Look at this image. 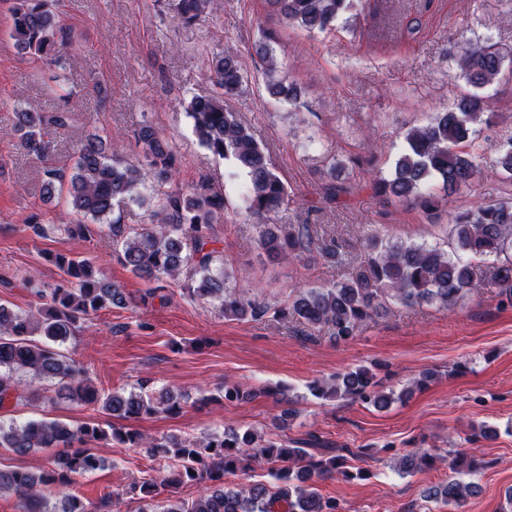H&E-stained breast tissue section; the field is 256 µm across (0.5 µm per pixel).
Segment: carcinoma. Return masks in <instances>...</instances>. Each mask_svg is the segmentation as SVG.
Returning a JSON list of instances; mask_svg holds the SVG:
<instances>
[{
	"mask_svg": "<svg viewBox=\"0 0 512 512\" xmlns=\"http://www.w3.org/2000/svg\"><path fill=\"white\" fill-rule=\"evenodd\" d=\"M174 20L185 27L207 21L215 0H169ZM357 0H265L269 12L289 26L310 35H330L346 30L339 19L356 9ZM10 39L16 52L34 61L59 62L58 49L71 43V32L61 24L56 0H14ZM276 35L263 32L252 46L263 67L264 90L275 100L297 104V85L278 75L273 50ZM512 47L489 45L477 38H463L457 44L454 62L467 89L456 94L448 108L422 126L410 129L405 145L387 177L372 185L375 196L385 200L415 203L433 218L450 202V197L472 184L486 164L502 176L507 189L486 202L465 210L448 212L453 250L439 244L403 243L386 240L377 233L360 234V260L347 268L343 278L329 285L299 290L274 306L247 299L230 287L212 225L224 220L227 197L209 175H200L186 191L174 189L153 197L149 223L122 224L113 216L127 201L146 202L141 195L147 178L162 182L179 180L185 159L156 126L143 122L134 131L138 157L134 161L120 154L112 134L89 135L79 146L70 169L52 164L50 131L64 128L74 120L73 109L63 104L51 112L18 109L14 112L17 148L44 163L43 191L52 194L67 187L74 212L107 224L112 248L118 260L137 276L153 281L177 280L190 296L214 305L228 319L258 320L273 314L278 320H296L311 327L327 329L336 341L357 335L373 317L394 305L435 304L448 308L465 293L484 286L475 268L484 266L491 284L512 294V138L491 149L480 140L475 123L488 108L480 90L512 79ZM216 90L196 96L186 112L201 145L213 155L231 160L248 177L246 211L259 228V244L268 258L279 260L292 253L312 249L309 225L274 223L282 206L291 199L287 182L275 171L264 146L251 128L235 113L224 108V98L240 92L245 80L240 58L226 53L206 59ZM360 159L340 160L333 154L324 159L321 194L334 203L353 193L351 179ZM441 185L444 195L429 191ZM322 261L331 266L346 264L336 241L319 246ZM51 260L62 272L50 291L37 290L45 300L37 314H19L0 305V407L17 389L18 378L27 379L30 395H41L44 383L56 380L66 398L79 405H99L109 415L137 420L156 414H175L182 397L170 389L156 395L142 392L102 393L89 382L86 370L62 355L53 344L74 335L89 316L109 305L126 303V298L105 281L94 262L54 254ZM46 339L36 344L30 337ZM322 400L357 398L378 409L393 401L394 392L364 367L336 375L329 382L310 386ZM268 395L280 390H246L240 384L224 383V399ZM117 442L147 447L160 459L177 465L157 479L148 474L131 487L142 500L140 512H340L336 499L323 496L318 484L331 478L346 481L364 476V470L350 465V450L330 447L316 435L305 448H290L272 438L264 439L252 429L228 430L221 435L206 434L201 440L163 437L149 440L133 429L107 428L94 422L72 424L61 420H28L0 423V447L25 456L52 448L55 454L38 472L0 469V492L8 490L20 501L22 512H56L50 495L57 488L71 486L96 471L102 460L91 445ZM452 475L435 487L428 498L445 504H460L470 485L457 475L475 473L480 463L465 451L451 452ZM256 457L276 466L280 485L272 491L263 484L227 485L224 477L246 470ZM446 460L427 448H413L401 455L402 471H423ZM211 481L208 493L191 501L176 496L187 484ZM171 489V496L155 504L158 485Z\"/></svg>",
	"mask_w": 512,
	"mask_h": 512,
	"instance_id": "cac0c4a2",
	"label": "carcinoma"
}]
</instances>
